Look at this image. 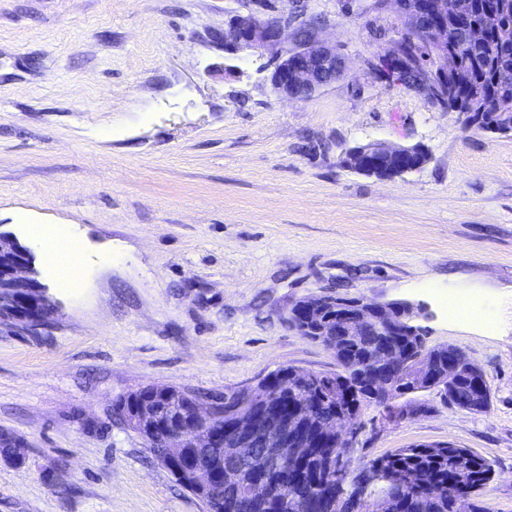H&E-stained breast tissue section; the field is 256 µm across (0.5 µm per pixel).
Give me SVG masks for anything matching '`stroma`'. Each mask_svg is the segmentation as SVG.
Segmentation results:
<instances>
[{"mask_svg": "<svg viewBox=\"0 0 512 512\" xmlns=\"http://www.w3.org/2000/svg\"><path fill=\"white\" fill-rule=\"evenodd\" d=\"M308 0L347 75L302 102L267 57L216 36L245 0H0V231L35 257L50 324H0V512H206L116 422L148 386L220 395L285 367L333 374L288 324L311 295L426 306L427 347L485 373L486 411L435 389L362 405L351 459L454 442L486 458L481 497L512 512V133L465 127L375 66L396 5ZM422 146L416 172L346 167L370 142ZM33 224L79 243L58 285ZM484 302L487 320L449 317Z\"/></svg>", "mask_w": 512, "mask_h": 512, "instance_id": "1", "label": "stroma"}]
</instances>
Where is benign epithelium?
I'll return each instance as SVG.
<instances>
[{
    "instance_id": "1",
    "label": "benign epithelium",
    "mask_w": 512,
    "mask_h": 512,
    "mask_svg": "<svg viewBox=\"0 0 512 512\" xmlns=\"http://www.w3.org/2000/svg\"><path fill=\"white\" fill-rule=\"evenodd\" d=\"M257 10L237 13L224 32L217 35L224 43V50L235 54L244 50L269 55L274 63L272 83L277 92L286 98L303 101L317 91L340 79L346 69L345 57L335 47L319 37L317 26L301 22L307 5L303 0H292L288 14L263 17L265 0H253ZM475 0H415L410 8L411 18L404 20L405 33L400 42L405 43L423 36L440 37L441 50L437 64L424 72L423 80L415 85L423 87L429 95L437 88L453 83L463 84L465 73L463 52L468 47L485 44L488 31L495 35V45L501 49L512 45V25L500 22V15L489 13L480 24H469L475 10ZM266 9L272 11L274 6ZM460 30L466 41L448 38V31ZM480 113L501 124L512 125V97L496 96L481 99L477 104ZM416 146H393L386 142H373L354 146L345 152L346 166L379 179H393L419 169L423 162L415 158ZM336 306V319L322 328L324 336H351L365 328L374 329L384 336H414L422 328L413 324L415 314L405 302L379 303L364 296L316 295L295 303L289 317L301 334L310 330L323 303ZM55 304L46 289L36 279L33 259L29 250L20 246L7 233H0V323H10L21 329L47 325ZM448 349V369L441 372L436 358L422 356L411 377V383L420 391L435 384L446 389L462 377L471 379L473 398L471 408H486L489 393L484 384L485 375L461 350ZM392 381L388 372L377 370L368 380L369 389L381 401L392 397ZM167 389L154 390L153 397L140 402L127 416L128 429L146 441L162 448L161 465L176 477L201 493L215 495L224 471V461L210 455L203 456L200 448H232L236 458L246 464L255 460V448L264 446V458L279 469L287 462L307 454V443L293 439L301 423V416L287 419L273 412L255 410V406L241 403L235 409V427L241 437L220 441L221 415L215 404L208 400H194L179 409L174 421L162 420V410L154 404V397H169ZM327 432L339 439L342 447L349 446L353 432L341 413L328 422ZM451 512H470L471 488L465 471H460L455 482L445 490Z\"/></svg>"
}]
</instances>
